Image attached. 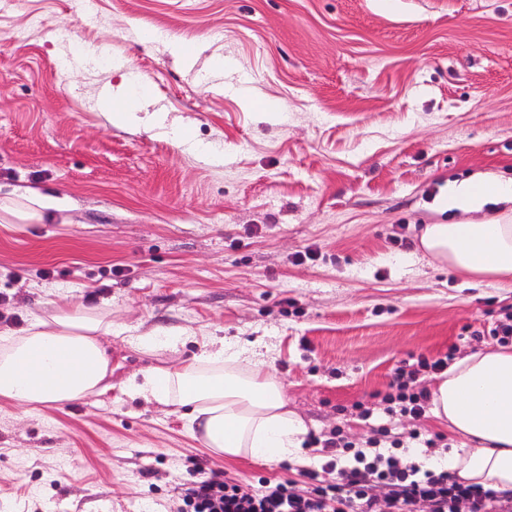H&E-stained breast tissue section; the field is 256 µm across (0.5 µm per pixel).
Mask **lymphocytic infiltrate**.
Returning <instances> with one entry per match:
<instances>
[{"label":"lymphocytic infiltrate","mask_w":512,"mask_h":512,"mask_svg":"<svg viewBox=\"0 0 512 512\" xmlns=\"http://www.w3.org/2000/svg\"><path fill=\"white\" fill-rule=\"evenodd\" d=\"M447 368V358L422 356L395 369L380 403L388 418L413 421L406 435L392 436L383 424L358 442L335 427L322 441L327 461L322 470H305L308 484L303 489L290 480L245 487L223 473L194 465L190 480L180 485L186 512H512V489L469 484L445 469L424 470L415 464L403 468L394 454L407 441L439 447L441 436L424 437L416 423L430 401L423 379ZM386 437L393 447L388 454L379 450ZM332 469L337 472L335 482L322 480L321 471Z\"/></svg>","instance_id":"lymphocytic-infiltrate-1"}]
</instances>
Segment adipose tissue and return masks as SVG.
I'll return each instance as SVG.
<instances>
[{
	"mask_svg": "<svg viewBox=\"0 0 512 512\" xmlns=\"http://www.w3.org/2000/svg\"><path fill=\"white\" fill-rule=\"evenodd\" d=\"M491 201L512 203V183L497 177L449 184L442 210L472 213ZM64 200L28 188L0 198V223H36ZM420 247L432 260L471 281L512 283V224L494 221L425 225ZM112 314L64 301L31 314L24 328L0 330V401L26 409L82 401L106 393L112 358L105 341ZM145 402L187 409L190 426L226 458L305 463L306 421L288 407L283 381L262 354L230 341L188 363L151 367L126 380ZM431 412L451 434L468 438L444 462L462 480L512 488V347L456 359L430 388Z\"/></svg>",
	"mask_w": 512,
	"mask_h": 512,
	"instance_id": "adipose-tissue-1",
	"label": "adipose tissue"
}]
</instances>
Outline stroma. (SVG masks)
Listing matches in <instances>:
<instances>
[{"label": "stroma", "instance_id": "obj_1", "mask_svg": "<svg viewBox=\"0 0 512 512\" xmlns=\"http://www.w3.org/2000/svg\"><path fill=\"white\" fill-rule=\"evenodd\" d=\"M140 81V124H110L100 98ZM485 175L512 179V0H0V196L70 204L0 223V329L62 295L115 323L104 395L0 402V512H175L198 461L299 479L128 395L216 337L263 342L311 434L369 436L402 361L492 346L470 334L512 304L391 242L460 220L442 189ZM152 331L176 348L133 344Z\"/></svg>", "mask_w": 512, "mask_h": 512}]
</instances>
